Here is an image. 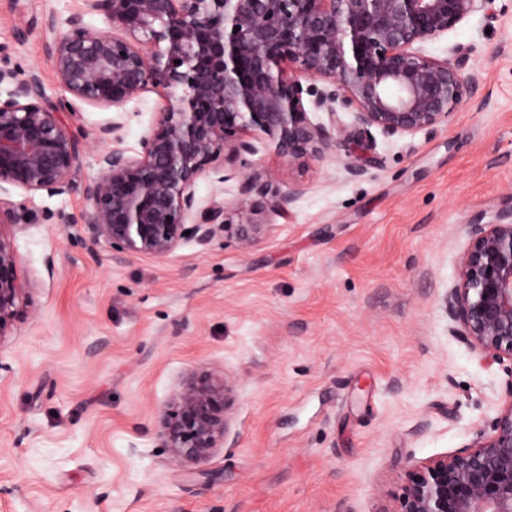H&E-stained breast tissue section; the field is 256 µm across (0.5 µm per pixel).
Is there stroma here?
<instances>
[{
    "label": "stroma",
    "mask_w": 512,
    "mask_h": 512,
    "mask_svg": "<svg viewBox=\"0 0 512 512\" xmlns=\"http://www.w3.org/2000/svg\"><path fill=\"white\" fill-rule=\"evenodd\" d=\"M110 26L84 0H0V68L39 70L85 140L72 192L38 195L13 229L30 297L0 338V512H396L411 465L489 429L512 362L451 333L444 298L467 225L512 209V0H495L427 54L468 56L474 98L448 126L362 139L347 158L288 163L262 149L288 213L240 209L241 174L197 185L230 224L262 223L159 259L96 243L81 187L96 177L109 110L70 101L50 49L66 19ZM162 91L125 108L135 150ZM233 386L230 430L202 465L176 461L163 412L193 376Z\"/></svg>",
    "instance_id": "stroma-1"
}]
</instances>
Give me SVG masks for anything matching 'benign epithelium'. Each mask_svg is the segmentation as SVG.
Here are the masks:
<instances>
[{"instance_id": "1", "label": "benign epithelium", "mask_w": 512, "mask_h": 512, "mask_svg": "<svg viewBox=\"0 0 512 512\" xmlns=\"http://www.w3.org/2000/svg\"><path fill=\"white\" fill-rule=\"evenodd\" d=\"M121 33H95L82 15L50 53L59 83L75 100L122 110L150 89L168 104L133 152L120 147L121 119L99 126L112 147L87 181V225L112 249L164 258L184 242L202 247L224 235L225 205L206 206L198 181L225 180V167L251 169L261 140L290 163L334 160L354 138L313 122L310 112L353 114L355 131L387 137L448 125L465 95L467 56L440 59L416 45L437 39L494 0H85ZM240 30H234V27ZM322 82V87L315 82ZM0 185L23 192L0 198V337L27 299L10 240L17 212L36 195L73 189L80 138L45 93L40 72L18 79L0 69ZM295 183L272 193L245 176L237 205L279 213L303 195ZM265 225H238L245 249ZM452 332L485 359L512 360V212L468 225L458 277L447 295ZM227 381L191 379L164 411L161 436L181 462L201 464L228 429ZM398 512H512V385L491 432L467 447L410 467Z\"/></svg>"}]
</instances>
